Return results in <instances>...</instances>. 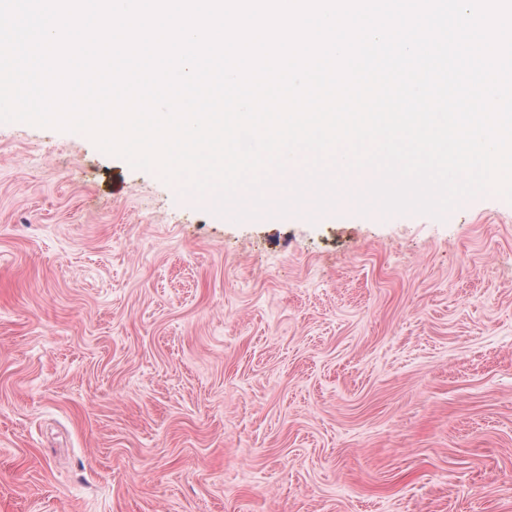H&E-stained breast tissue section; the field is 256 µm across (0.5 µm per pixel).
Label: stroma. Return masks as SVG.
Listing matches in <instances>:
<instances>
[{"label": "stroma", "instance_id": "35a3bbf8", "mask_svg": "<svg viewBox=\"0 0 512 512\" xmlns=\"http://www.w3.org/2000/svg\"><path fill=\"white\" fill-rule=\"evenodd\" d=\"M0 512H512V202L236 221L0 125Z\"/></svg>", "mask_w": 512, "mask_h": 512}]
</instances>
